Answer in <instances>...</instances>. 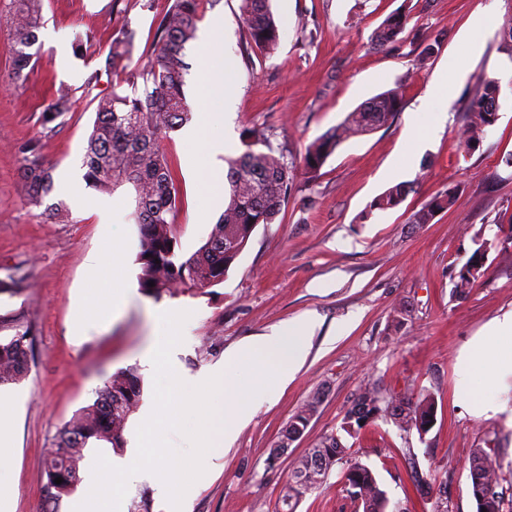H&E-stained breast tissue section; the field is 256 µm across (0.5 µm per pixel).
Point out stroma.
I'll return each instance as SVG.
<instances>
[{
    "label": "stroma",
    "instance_id": "stroma-1",
    "mask_svg": "<svg viewBox=\"0 0 512 512\" xmlns=\"http://www.w3.org/2000/svg\"><path fill=\"white\" fill-rule=\"evenodd\" d=\"M411 6L403 41L377 47L374 37L402 2ZM166 0L145 9L142 0H42L37 65L11 84L10 43L0 31V278L22 280L19 294H0V315H20L33 336L27 376L9 384L22 394L15 441L4 465L14 495L10 512H73L77 495L49 500L44 462L61 427L113 373L137 368L142 401L153 397L154 374L142 353L154 336L153 299L137 293L140 268L138 228L129 221L122 193L100 192L85 182L83 157L95 117V97L106 95L117 74L101 68L113 32L136 30L135 58L152 50L159 13ZM282 25L276 54L251 49L241 23L240 0H219L206 19L221 18L224 34L208 51L199 41L186 47L190 69L185 94H192L200 65H231L236 90L232 116L224 98L210 97L207 137L226 142V156H239L242 134L264 131L289 155L305 147L369 98L394 87L404 93L395 120L367 135L347 138L314 178L296 172L275 223L257 225L221 285L177 297L189 307L183 341L173 355L183 373L200 376L222 366L224 353L242 342L316 314L320 329L305 362L288 386L271 385L223 457L188 489L186 512H278L295 459L326 435L339 431L346 410L365 385L387 392H430L436 418L426 434L400 432L376 421L344 443L370 466L391 502L410 512H476L468 459L487 433L498 437L497 460L512 470V377L495 392L500 414H475L457 395V366L465 346L487 325L512 311V249L493 240L498 227L512 226V57L500 33L512 26V0H272ZM487 21L478 32L476 21ZM90 32L84 57L72 50L75 32ZM436 39L437 54L417 68L422 37ZM459 63L451 79V101L426 102L439 73ZM100 79L54 130L42 125V107L59 86L78 87L92 74ZM499 78L497 122L468 152L467 102L478 76ZM446 111L415 157L403 148L409 117L429 125ZM38 143L53 184L40 205L29 199L19 147ZM182 132L166 143L177 173L180 205L175 222L179 259L209 237L223 205L199 216L198 185L185 167ZM402 172L413 190L396 209L370 211L373 199L390 187L388 168ZM454 193L455 202L427 224L416 212L433 197ZM64 206L65 218L56 215ZM490 240L485 274L465 298L454 285L460 267L481 240ZM122 242L126 263L91 272L89 259ZM125 281L136 294L118 314L102 310L91 320L82 313L103 289ZM405 311L394 326L396 311ZM322 399L303 435L277 461L271 448L295 411L314 393ZM435 474L430 495L418 497L412 479ZM297 512H350L340 468L300 502Z\"/></svg>",
    "mask_w": 512,
    "mask_h": 512
}]
</instances>
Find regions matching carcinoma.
<instances>
[{"instance_id":"1","label":"carcinoma","mask_w":512,"mask_h":512,"mask_svg":"<svg viewBox=\"0 0 512 512\" xmlns=\"http://www.w3.org/2000/svg\"><path fill=\"white\" fill-rule=\"evenodd\" d=\"M202 0H168L158 21L149 59L134 62L136 32L124 26L112 35L104 59V72L127 73L129 79L112 85V92L98 98L95 120L84 155V179L93 188L114 194L130 186L132 212L129 219L139 227L140 265L138 284L141 292L160 302L164 297L216 287L224 282L231 265L240 256L259 224H272L288 200L292 171L301 168L314 177L326 160L345 140V133L359 134L373 123L383 127L403 109V94L395 89L382 92L349 113L345 121L309 144L304 154L290 158L275 149L270 140L253 129L244 133L246 150L228 162L229 187L224 213L206 242L190 257L177 259L178 234L175 215L178 191L169 166L165 143L170 133L192 120L184 94V78L189 70L185 61L186 45L196 39L202 19ZM242 20L250 47L270 56L279 47L280 27L271 9V0H241ZM410 8L403 4L389 14L375 35V45L383 47L400 40L409 21ZM6 26L11 35L12 75L16 82L27 77L38 63L37 30L42 23L41 0H11ZM98 76H91L80 87L67 88L51 97L43 106V122L48 125L72 111L78 95L89 94ZM496 77L481 75L467 110L482 126L491 112L488 103L500 97ZM23 176L31 201L42 203L51 186V175L39 149L29 143L21 146ZM412 191L398 183L378 195L370 210L387 211L400 206ZM454 196L433 199L414 215V223L427 224L434 215L452 206ZM160 263H155V260ZM485 250L478 247L460 268L455 293L465 296L472 284L484 275ZM154 286H149V283ZM0 323L16 327V334L0 342V385L23 379L30 365L29 328L18 315H1ZM142 395L137 369L127 368L112 375L97 392L92 404L84 407L61 428L55 448L45 463L46 491L58 501L71 494L79 481V464L90 441L112 448L124 447V430L130 414ZM321 402L320 395L310 398L288 423L284 433L306 429ZM437 403L431 394L383 393L368 386L344 415L341 430L355 437L371 422L381 418L399 430L427 432L436 417ZM342 465L344 491L355 512H397L391 505L372 468L353 458L342 437H325L298 460L292 468L282 495L284 512H296L297 504L317 489L336 465ZM471 492L476 512H512V497L500 490L505 476L496 462L495 442L474 448L469 457ZM63 479L60 484L56 478Z\"/></svg>"}]
</instances>
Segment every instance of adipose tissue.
<instances>
[{"instance_id":"1","label":"adipose tissue","mask_w":512,"mask_h":512,"mask_svg":"<svg viewBox=\"0 0 512 512\" xmlns=\"http://www.w3.org/2000/svg\"><path fill=\"white\" fill-rule=\"evenodd\" d=\"M219 93L224 96L225 107H232L234 90L228 77L210 68H202L194 97L200 112L196 125L185 134L183 159L186 168L198 181L200 196L209 202L223 193L224 182L223 167L217 159L221 149L206 139L207 114L203 106L207 97ZM509 376L512 377V312L494 319L486 334L466 347L459 370L458 394L477 412H497V405L482 400L481 391L501 384Z\"/></svg>"}]
</instances>
